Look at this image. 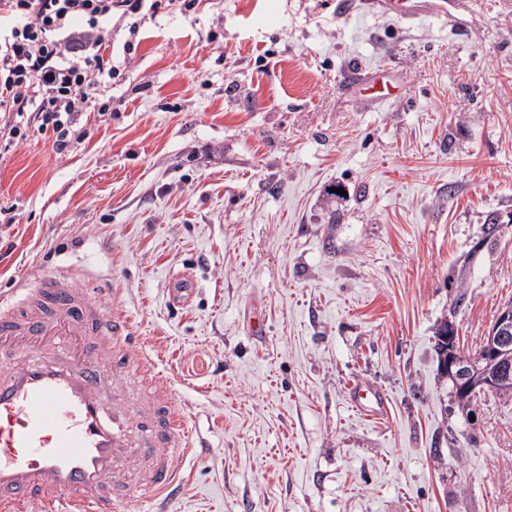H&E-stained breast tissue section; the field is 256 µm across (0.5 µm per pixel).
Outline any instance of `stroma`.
Wrapping results in <instances>:
<instances>
[{"label": "stroma", "instance_id": "obj_1", "mask_svg": "<svg viewBox=\"0 0 512 512\" xmlns=\"http://www.w3.org/2000/svg\"><path fill=\"white\" fill-rule=\"evenodd\" d=\"M472 2L452 31L203 0L116 36L132 63L80 143H0V293L96 282L211 444L167 512H512V399L463 410L434 351L441 320L471 353L512 303V0ZM378 66L394 98L346 89ZM349 402L364 415L373 418L383 417L387 413V397L377 387L356 380L349 385Z\"/></svg>", "mask_w": 512, "mask_h": 512}]
</instances>
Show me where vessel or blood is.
I'll use <instances>...</instances> for the list:
<instances>
[{
    "label": "vessel or blood",
    "instance_id": "vessel-or-blood-1",
    "mask_svg": "<svg viewBox=\"0 0 512 512\" xmlns=\"http://www.w3.org/2000/svg\"><path fill=\"white\" fill-rule=\"evenodd\" d=\"M368 11L458 29L468 0H364ZM352 92L391 94L379 68L354 69ZM61 273L0 297V512H124L132 495L174 498L178 462L205 438L179 409L169 371L119 307ZM350 403L380 418L386 395L357 380Z\"/></svg>",
    "mask_w": 512,
    "mask_h": 512
}]
</instances>
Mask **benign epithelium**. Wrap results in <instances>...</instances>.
Here are the masks:
<instances>
[{
    "mask_svg": "<svg viewBox=\"0 0 512 512\" xmlns=\"http://www.w3.org/2000/svg\"><path fill=\"white\" fill-rule=\"evenodd\" d=\"M438 340L439 372L451 382L462 405H470L480 392L498 391L512 382V305L501 309L476 354L460 349L451 323L442 327Z\"/></svg>",
    "mask_w": 512,
    "mask_h": 512,
    "instance_id": "obj_1",
    "label": "benign epithelium"
}]
</instances>
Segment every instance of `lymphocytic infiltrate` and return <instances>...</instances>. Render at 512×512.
I'll list each match as a JSON object with an SVG mask.
<instances>
[{"mask_svg":"<svg viewBox=\"0 0 512 512\" xmlns=\"http://www.w3.org/2000/svg\"><path fill=\"white\" fill-rule=\"evenodd\" d=\"M199 0H0V137L53 132L64 151L79 143L80 107L115 78L113 32L138 34L146 18Z\"/></svg>","mask_w":512,"mask_h":512,"instance_id":"obj_1","label":"lymphocytic infiltrate"}]
</instances>
